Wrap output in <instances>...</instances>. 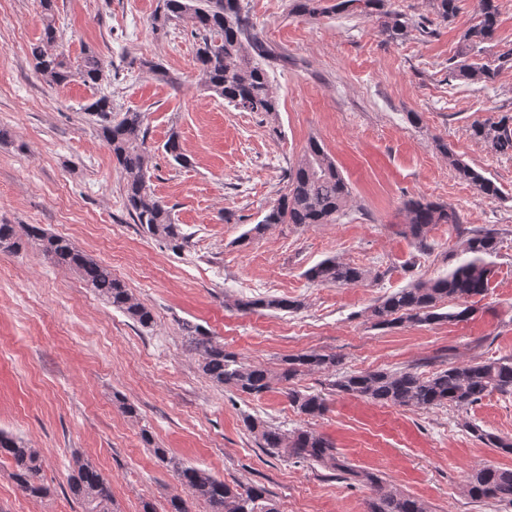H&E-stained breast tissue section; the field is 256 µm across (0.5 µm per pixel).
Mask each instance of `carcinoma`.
I'll use <instances>...</instances> for the list:
<instances>
[{"instance_id": "carcinoma-1", "label": "carcinoma", "mask_w": 512, "mask_h": 512, "mask_svg": "<svg viewBox=\"0 0 512 512\" xmlns=\"http://www.w3.org/2000/svg\"><path fill=\"white\" fill-rule=\"evenodd\" d=\"M386 0H294L292 11L308 19L329 13L374 16L381 34L401 38L408 31V21L398 12L385 9ZM441 22L456 14V0H432ZM44 11L43 32L39 43L31 47L36 72L47 82L61 85L79 78L88 86H98L107 78L105 64L93 51L84 53L76 68H71L62 54L52 51L58 42L53 0H41ZM190 24L196 40V66L200 84L223 98L229 105L246 112L277 111L269 72L274 53L268 49L242 5V0H158L151 19L152 29L165 35L180 22ZM499 11L495 0H482L475 24L461 36L460 55L464 60L449 68L453 78H465L484 85L495 81L499 71L512 63V51L488 62H471L469 56L484 50V44L496 38ZM85 111L95 117L99 134L112 152L125 179V205L134 223L143 231L163 240L173 252L181 251L187 234L175 223L171 209L150 190L152 154L147 145L144 115L128 110L112 116V98L102 94L89 102ZM470 135L491 151L512 157V116H490L470 126ZM456 177L474 187L482 196L495 198L499 188L469 164L455 158L448 146L440 145ZM165 151L179 165L186 163L179 136L172 133ZM351 196V187L335 160L317 141L309 142L298 162L288 171V191L269 206L262 219L240 238L244 242L259 236L275 224L312 226L331 224L343 215ZM405 233L425 244L428 233L438 224L460 223L459 213L444 203L424 198L410 199L404 205ZM37 248L50 262L72 271L84 285L113 309L125 314L143 328L153 323V314L112 269L95 261L69 239L48 233L38 224L17 230L14 224H0V251L14 253L26 246ZM498 232L485 228L464 241L448 273L420 281L410 287L382 296L371 307L375 325L385 328L399 323L429 325L441 321H463L472 314L467 301L483 295L489 288L492 258L498 252ZM310 281L322 285H354L367 277L363 268L327 258L307 271ZM459 302L457 311H440L445 300ZM245 310L273 309L288 311L295 302L268 297L238 303ZM188 345L198 356L203 374L224 389L260 398L278 385L285 387L291 406L301 414L316 418L327 410L326 399L319 393L302 391L293 385L301 374L310 371H338L342 357L314 350L291 355L278 373L244 361L224 350L203 328L190 331ZM332 390L361 397L381 405L431 410L450 407L457 410L473 406L485 396L499 392L512 394V356L486 362L450 365L428 376L410 370H367L341 373L331 381ZM246 431L258 447L270 455L322 465L343 479L364 482L372 488L367 512H429L426 503L382 485L377 476L358 470L336 455L334 443L308 429L288 432L253 415L243 417ZM470 434L489 448L512 455V439L466 424ZM155 454L173 473L179 484L194 499L202 502L205 512H278L266 490L257 485H230L209 470L169 457L165 449ZM0 454L11 458L13 480L26 496L44 498L50 493L44 483L42 459L38 449L21 439L0 431ZM71 494L80 501L82 512H113L112 487L89 461L77 462L69 479ZM468 495L475 503L508 502L512 504V468L484 466L474 470L468 481Z\"/></svg>"}]
</instances>
